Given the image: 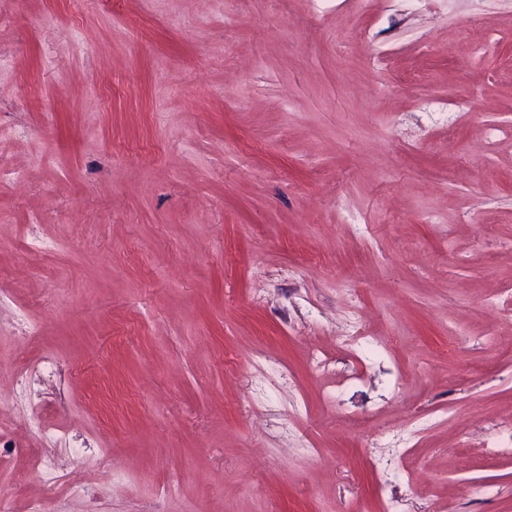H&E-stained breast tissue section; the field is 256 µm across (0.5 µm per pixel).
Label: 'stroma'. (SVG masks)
<instances>
[{
    "label": "stroma",
    "instance_id": "35a3bbf8",
    "mask_svg": "<svg viewBox=\"0 0 512 512\" xmlns=\"http://www.w3.org/2000/svg\"><path fill=\"white\" fill-rule=\"evenodd\" d=\"M506 299L512 0H0L13 512H512Z\"/></svg>",
    "mask_w": 512,
    "mask_h": 512
}]
</instances>
